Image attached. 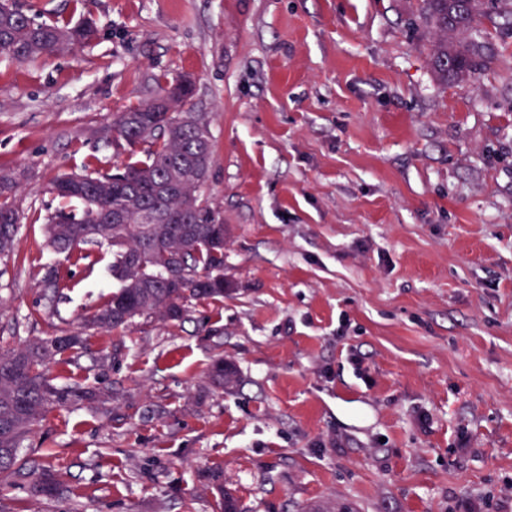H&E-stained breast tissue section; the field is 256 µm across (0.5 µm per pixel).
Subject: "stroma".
<instances>
[{
	"label": "stroma",
	"instance_id": "35a3bbf8",
	"mask_svg": "<svg viewBox=\"0 0 512 512\" xmlns=\"http://www.w3.org/2000/svg\"><path fill=\"white\" fill-rule=\"evenodd\" d=\"M97 40L0 59V169L18 186L0 259V347L75 330L118 284L112 251L42 245L54 176L91 135L188 75L213 141L203 194L230 228L221 301L90 341L59 384L111 414L50 411L32 437L70 492L39 512H512V26L480 79L448 83L423 0H17ZM70 286L49 302L43 269ZM116 349L108 372L94 352ZM237 370L227 391L208 374ZM211 382L222 390L230 389L236 382V371L231 364L224 363V358L219 357L213 364Z\"/></svg>",
	"mask_w": 512,
	"mask_h": 512
}]
</instances>
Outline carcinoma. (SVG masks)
I'll list each match as a JSON object with an SVG mask.
<instances>
[{
  "label": "carcinoma",
  "mask_w": 512,
  "mask_h": 512,
  "mask_svg": "<svg viewBox=\"0 0 512 512\" xmlns=\"http://www.w3.org/2000/svg\"><path fill=\"white\" fill-rule=\"evenodd\" d=\"M423 18L442 34L433 60L441 78L462 82L479 76L493 57L480 27L501 15L512 18V0H424ZM91 21L37 23L12 0H0V56L33 61L69 52L97 38ZM194 84L180 80L160 94L112 118L97 138L127 148L111 166L96 156L81 173H64L48 187L56 209L44 217L45 246L76 265L90 254L84 243L112 248V278L120 287L76 331L59 330L0 351V494L22 486L30 496L53 502L67 487L62 476L21 448L56 408H112L110 386L58 385L53 365H75L92 336L123 328L146 316L162 323L184 319L192 301H217L224 287V244L229 230L202 196L210 173L213 142L203 115L194 111ZM145 144L144 154L135 148ZM16 178L0 171V258L14 253L20 218L8 202ZM50 300L69 287L58 269L42 277ZM211 382L230 389L236 371L215 360ZM221 512H242L239 499L212 475Z\"/></svg>",
  "instance_id": "1"
}]
</instances>
